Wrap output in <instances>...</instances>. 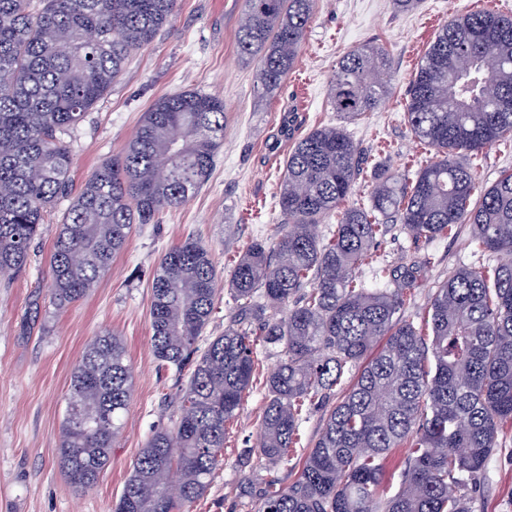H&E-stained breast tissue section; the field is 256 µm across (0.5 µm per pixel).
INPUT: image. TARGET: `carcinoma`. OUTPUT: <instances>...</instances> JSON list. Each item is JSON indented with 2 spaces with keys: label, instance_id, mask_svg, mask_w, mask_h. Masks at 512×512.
Here are the masks:
<instances>
[{
  "label": "carcinoma",
  "instance_id": "obj_1",
  "mask_svg": "<svg viewBox=\"0 0 512 512\" xmlns=\"http://www.w3.org/2000/svg\"><path fill=\"white\" fill-rule=\"evenodd\" d=\"M0 0V275L24 268L45 214L70 200L47 272L52 305L79 301L112 266L136 224L184 205L208 179L224 142V101L184 90L156 101L122 152L74 190L62 140L178 11L180 0ZM316 0H245L241 56L255 64L261 98L293 68ZM488 76L496 96L481 81ZM385 50L368 43L343 55L329 80L332 109L348 120L389 92ZM406 117L435 157L413 176L384 169L367 201L353 195L361 151L342 126L316 129L288 154L279 187L281 224L236 261L232 324L204 349L198 339L218 297L208 250L187 240L153 274L152 349L162 367L191 372L180 416L155 431L132 465L114 512H186L224 461L227 423L242 409L255 358L279 359L266 379L260 455L288 466L308 409L330 400L299 476L264 495L259 512H473L477 484L512 423V170L477 182L463 155L512 138V17L477 11L441 25L409 81ZM337 213L329 235L318 225ZM415 242L471 227L492 268L466 267L435 291L423 325L404 316L427 257L358 276L389 224ZM272 314H267V311ZM122 340L95 337L74 369L61 425L60 466L77 488L98 481L131 396ZM410 454L398 481L387 457ZM180 473L183 495H165Z\"/></svg>",
  "mask_w": 512,
  "mask_h": 512
}]
</instances>
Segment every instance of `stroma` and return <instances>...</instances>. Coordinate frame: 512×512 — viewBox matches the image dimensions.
<instances>
[{"label":"stroma","mask_w":512,"mask_h":512,"mask_svg":"<svg viewBox=\"0 0 512 512\" xmlns=\"http://www.w3.org/2000/svg\"><path fill=\"white\" fill-rule=\"evenodd\" d=\"M244 0H181L165 30L133 53L104 97L89 109L66 142L74 157L72 180L81 186L104 160L122 151L144 112L158 99L197 90L224 101V145L207 181L157 223L135 225L125 249L95 288L65 310L50 302L46 277L68 204L46 216L26 268L0 286V512H113L141 449L180 414L179 394L188 374L160 367L151 346L152 274L174 245L191 239L206 247L220 284L254 241L272 240L280 220L278 193L293 144L314 129L345 124L366 157L356 196L371 188L370 168L385 160L415 172L433 156L416 142L405 117L408 82L429 43L448 17L472 10L512 16V0H418L397 11L394 0H317L292 70L272 97L259 98L254 71L238 51ZM374 42L386 49L395 79L376 110L342 122L328 102V80L346 52ZM471 228L414 243L391 226L378 263L429 256L421 283L405 309L424 314L435 289L463 267L495 264L494 254L474 253ZM124 342L133 372L125 425L109 464L87 490L66 479L58 448L70 376L85 347L103 331ZM275 358L261 357L240 414L224 441V463L203 498L189 512H257L271 479L288 486L316 441L326 416L313 407L300 428L299 458L285 469H266L257 459L266 379ZM473 512H512V425L500 432L486 472L470 493Z\"/></svg>","instance_id":"1"}]
</instances>
